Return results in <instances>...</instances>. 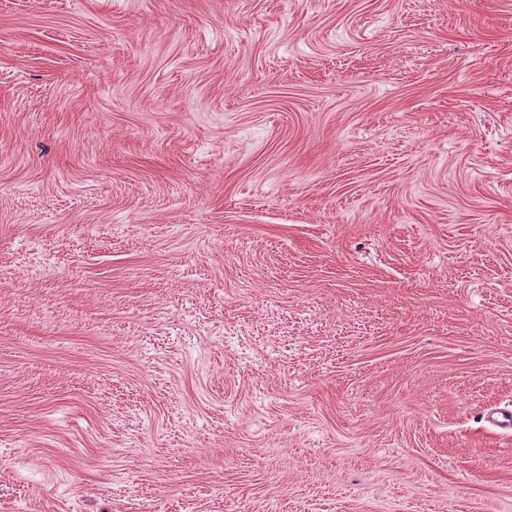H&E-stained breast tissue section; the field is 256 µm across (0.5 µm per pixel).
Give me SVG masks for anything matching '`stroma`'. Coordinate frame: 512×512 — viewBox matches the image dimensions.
<instances>
[{
    "label": "stroma",
    "mask_w": 512,
    "mask_h": 512,
    "mask_svg": "<svg viewBox=\"0 0 512 512\" xmlns=\"http://www.w3.org/2000/svg\"><path fill=\"white\" fill-rule=\"evenodd\" d=\"M512 0H0V512H512Z\"/></svg>",
    "instance_id": "obj_1"
}]
</instances>
